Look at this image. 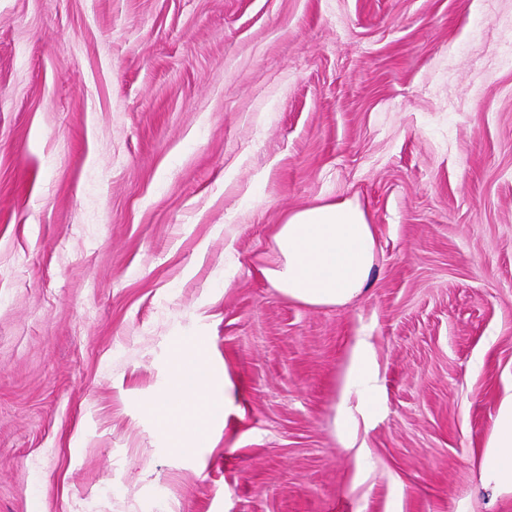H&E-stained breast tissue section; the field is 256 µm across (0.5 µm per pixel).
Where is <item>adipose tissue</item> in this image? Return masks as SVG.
<instances>
[{"label":"adipose tissue","instance_id":"adipose-tissue-1","mask_svg":"<svg viewBox=\"0 0 512 512\" xmlns=\"http://www.w3.org/2000/svg\"><path fill=\"white\" fill-rule=\"evenodd\" d=\"M276 260L263 267L265 279L289 300L309 307L339 306L366 290L377 260L379 242L359 204L328 201L288 213L272 236ZM371 345L359 340L346 372L347 391L358 392L365 405L376 394ZM232 387L215 385L197 350L176 346L163 394L147 410L158 434L170 447L205 448L220 409L232 405ZM480 479L493 495H512V389L504 393L480 461Z\"/></svg>","mask_w":512,"mask_h":512}]
</instances>
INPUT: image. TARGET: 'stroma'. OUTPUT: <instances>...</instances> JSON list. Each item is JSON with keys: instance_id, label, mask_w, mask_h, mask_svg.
Wrapping results in <instances>:
<instances>
[{"instance_id": "1", "label": "stroma", "mask_w": 512, "mask_h": 512, "mask_svg": "<svg viewBox=\"0 0 512 512\" xmlns=\"http://www.w3.org/2000/svg\"><path fill=\"white\" fill-rule=\"evenodd\" d=\"M343 199L368 290L288 300L277 224ZM179 342L241 407L189 454ZM511 387L512 0H0V512H512ZM372 375L371 344L366 339H361L355 345L346 372V391L359 392L365 405H373L376 393L370 387ZM480 479L493 495H512V389L499 402L481 455Z\"/></svg>"}]
</instances>
